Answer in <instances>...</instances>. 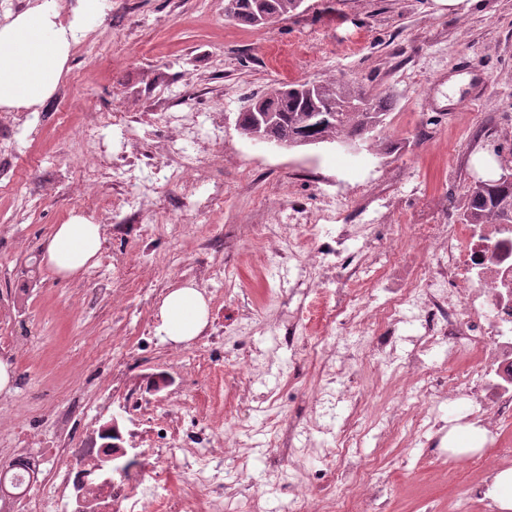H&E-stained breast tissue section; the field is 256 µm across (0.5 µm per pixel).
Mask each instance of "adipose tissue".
Listing matches in <instances>:
<instances>
[{"mask_svg":"<svg viewBox=\"0 0 512 512\" xmlns=\"http://www.w3.org/2000/svg\"><path fill=\"white\" fill-rule=\"evenodd\" d=\"M102 0H79L73 21L61 25L57 0H39L33 8L0 26V108L41 105L56 89L76 32L96 18ZM105 237L100 225L74 216L58 225L45 246L44 259L60 278L79 276L96 264ZM208 307L194 283L171 287L159 306L158 331L164 341L183 344L204 332Z\"/></svg>","mask_w":512,"mask_h":512,"instance_id":"obj_1","label":"adipose tissue"}]
</instances>
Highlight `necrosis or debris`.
<instances>
[{
    "instance_id": "necrosis-or-debris-1",
    "label": "necrosis or debris",
    "mask_w": 512,
    "mask_h": 512,
    "mask_svg": "<svg viewBox=\"0 0 512 512\" xmlns=\"http://www.w3.org/2000/svg\"><path fill=\"white\" fill-rule=\"evenodd\" d=\"M85 120L91 132L81 142L82 153L112 170L111 186L97 190L96 213L107 224L116 214L122 223H139L140 215L130 208L129 200L147 195L154 182L137 164L113 162L105 136L112 129L134 132L136 113L89 112ZM349 237V225H340L334 243L313 251L288 290L297 304L286 317L289 331H296L299 323L312 317L320 285L333 284L334 302L323 310L320 334L305 337L302 345L304 354L324 362L316 416L326 417L329 403L339 409L336 452L316 450L317 476L340 485L365 477L355 512H386L387 478L370 472L352 450L360 439L364 418L371 413L373 394L364 389L338 397L331 386L354 383L359 360L377 367L390 364L396 355L399 327L416 329L413 348L401 364L414 376V399L399 401L376 414L383 435L399 441L398 428L408 423L412 438L426 437L431 446H439L440 436L430 433L432 410L466 397L471 401L469 409L463 418L449 422V430L473 429L478 447L512 450V223L395 225L391 246L422 241L429 252L406 267L385 260V296L378 303L370 300L361 281L362 263L345 253ZM346 324L363 329L362 350L339 343L334 331ZM437 349L447 351L452 366L441 386L431 381L423 360L425 353Z\"/></svg>"
}]
</instances>
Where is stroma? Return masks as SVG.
I'll list each match as a JSON object with an SVG mask.
<instances>
[{
    "label": "stroma",
    "instance_id": "obj_1",
    "mask_svg": "<svg viewBox=\"0 0 512 512\" xmlns=\"http://www.w3.org/2000/svg\"><path fill=\"white\" fill-rule=\"evenodd\" d=\"M84 37L72 42L41 106L55 115L41 139L0 124V134L20 144L9 180L0 182V216L18 195L41 197L27 223L0 228V340L15 367L12 393L0 396V462L33 457L42 475L31 497L42 512H71L74 488L60 486L57 475L78 468V449L94 447L101 426L120 413L141 480L165 476L158 492L173 502L192 475L170 427L175 417L186 429L208 425L205 454L225 493L261 495L273 474L279 491L263 497L262 512H289L301 484L318 499L312 456L289 461L272 445L264 409L244 402L269 392L294 418L311 415L316 361L294 359L280 343L288 280L336 217L377 225L382 238L393 224L453 223L468 186L484 175L468 159L471 145L488 129L512 135V0L467 9L443 0H304L288 19L258 27L225 17L224 0H212L206 13L197 0H107ZM464 64L473 84L452 106L448 79ZM296 81L355 83L370 96H391L373 137L394 150H282L240 133L250 96ZM165 102L208 114L191 179L202 193L223 181L222 203L196 212L176 182L159 181L138 205L155 234L143 236L134 224L112 236L107 293L80 277H56L43 261L46 241L56 225L84 214L91 181L109 178L80 152L84 114L141 113L133 138L112 133L113 159L138 160L176 141L174 124L158 114ZM50 158L68 173L66 184L49 179ZM299 214L313 223L304 247L295 262L273 261L258 238L266 225L291 224ZM171 251L180 266L161 275ZM205 266L223 269V288L203 277ZM184 281L202 288L209 325L175 346L155 329L165 289ZM160 375L168 386L151 391ZM231 432L246 444L249 468L225 447ZM375 434L367 429L358 453L390 472L394 512H448L449 498L474 476L466 466L448 476V446L416 440L383 448Z\"/></svg>",
    "mask_w": 512,
    "mask_h": 512
}]
</instances>
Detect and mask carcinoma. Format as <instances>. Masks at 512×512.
<instances>
[{
    "mask_svg": "<svg viewBox=\"0 0 512 512\" xmlns=\"http://www.w3.org/2000/svg\"><path fill=\"white\" fill-rule=\"evenodd\" d=\"M237 22L257 26L255 15L261 0H238ZM289 91L271 95L265 93L249 99L239 113V128L249 129L256 119H263L268 132L281 140L294 141L302 136L332 143L361 141L374 145L371 130L385 124L392 98H369L356 84L291 83ZM512 220V183L479 179L472 183L459 209L461 224H505ZM81 484L85 494H95L101 471L116 466L112 449H103L81 461Z\"/></svg>",
    "mask_w": 512,
    "mask_h": 512,
    "instance_id": "carcinoma-1",
    "label": "carcinoma"
}]
</instances>
